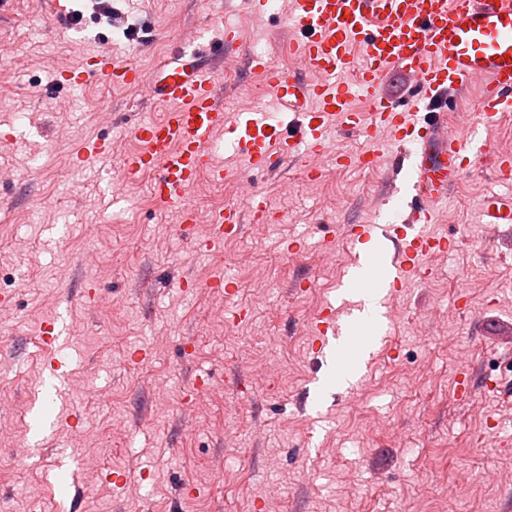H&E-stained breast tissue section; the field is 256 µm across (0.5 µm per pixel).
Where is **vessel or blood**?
<instances>
[{
    "label": "vessel or blood",
    "mask_w": 512,
    "mask_h": 512,
    "mask_svg": "<svg viewBox=\"0 0 512 512\" xmlns=\"http://www.w3.org/2000/svg\"><path fill=\"white\" fill-rule=\"evenodd\" d=\"M286 20L297 34L288 47L303 64V75L281 69L264 54L245 59L247 69L265 77L268 87L299 118L293 132L280 136L270 113H229L214 94V72L200 50L182 51L173 65L155 78L103 53L97 70L116 86L149 84L152 96L167 103L162 119L135 125L142 147L126 162L128 177L152 175L151 193L179 205L184 222H194V210L184 199L202 173L224 181L237 174L214 165L209 145L216 133L253 170L269 168L274 158L306 154L319 159L328 149L325 129L336 123L371 130L369 145L357 158L374 167L389 137L397 154L413 173L409 212L402 224H350L344 236L350 244L377 238L385 254L355 253L353 268L371 266L377 283L396 294L408 277L426 278L425 256L447 250L450 242L430 235L436 206L448 195L466 167L483 159L482 143L462 135L450 123L457 95L470 82L481 86L476 123L489 126L512 112V0H292ZM394 70L414 80L408 103L385 98L381 85ZM364 98L368 115L353 107ZM111 142L84 143L82 163H104ZM270 212L263 197L250 193L245 206H227L213 216L209 247L223 244L243 222L262 223ZM485 224H512V194L487 195L481 207ZM344 335L332 309H324L315 325L314 344L335 352Z\"/></svg>",
    "instance_id": "vessel-or-blood-1"
}]
</instances>
